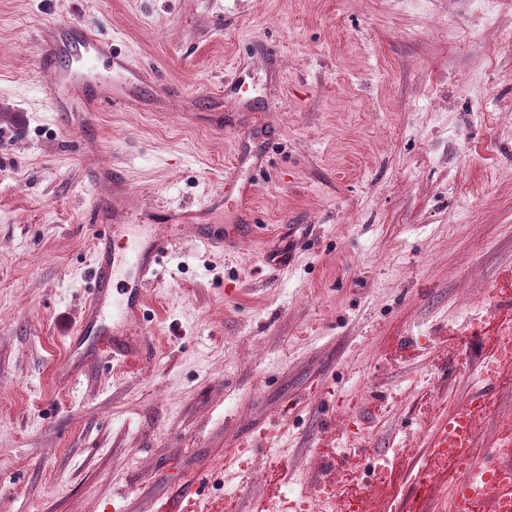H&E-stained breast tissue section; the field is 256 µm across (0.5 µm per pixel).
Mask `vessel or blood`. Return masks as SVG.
Segmentation results:
<instances>
[{"label":"vessel or blood","instance_id":"obj_1","mask_svg":"<svg viewBox=\"0 0 512 512\" xmlns=\"http://www.w3.org/2000/svg\"><path fill=\"white\" fill-rule=\"evenodd\" d=\"M40 80L54 107H63L62 90L66 85L79 88L90 107L104 102L113 106L130 105V81L145 82L146 72L135 67L118 52L111 39L100 35L86 23L63 20L46 28L39 44ZM109 60L107 74L97 75L102 60ZM93 176L105 199L91 213L96 226L94 251L96 259L91 286L80 312L77 334L70 345L80 354L109 353L122 358H144L150 355L148 341L140 339L139 329L145 317L146 288L157 281L161 258L169 255L179 234L188 227L192 215L183 208L173 209L170 231L159 232L144 224L142 214L125 205V187L115 170L100 168ZM124 232L122 248H115L114 237ZM482 397H475L460 412L440 420L431 430V461L455 463L465 449L473 447L477 420L482 411ZM491 497L482 490L465 484L456 488L451 512H499L504 497L512 496V484L502 483L503 474L512 473V436L503 435L489 449L479 465Z\"/></svg>","mask_w":512,"mask_h":512}]
</instances>
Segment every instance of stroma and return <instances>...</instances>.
Returning <instances> with one entry per match:
<instances>
[{
  "label": "stroma",
  "mask_w": 512,
  "mask_h": 512,
  "mask_svg": "<svg viewBox=\"0 0 512 512\" xmlns=\"http://www.w3.org/2000/svg\"><path fill=\"white\" fill-rule=\"evenodd\" d=\"M59 20L149 73L137 103L52 108ZM100 164L235 242L185 231L146 290L152 356L64 379ZM507 325L512 0H0V512H157L195 476L204 512L324 485L450 512L447 462L415 495L427 432L480 395L476 457L497 444L512 367L479 373Z\"/></svg>",
  "instance_id": "stroma-1"
}]
</instances>
